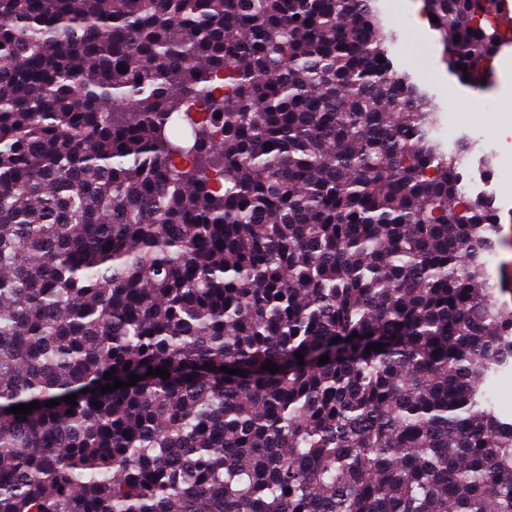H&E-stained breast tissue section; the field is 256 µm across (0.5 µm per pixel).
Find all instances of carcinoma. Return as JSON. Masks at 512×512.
Here are the masks:
<instances>
[{
  "mask_svg": "<svg viewBox=\"0 0 512 512\" xmlns=\"http://www.w3.org/2000/svg\"><path fill=\"white\" fill-rule=\"evenodd\" d=\"M497 3L424 0L472 87ZM386 42L374 0H0V512H512L499 215ZM491 396L497 410L504 416L512 415V372L505 376L494 377L484 386Z\"/></svg>",
  "mask_w": 512,
  "mask_h": 512,
  "instance_id": "obj_1",
  "label": "carcinoma"
}]
</instances>
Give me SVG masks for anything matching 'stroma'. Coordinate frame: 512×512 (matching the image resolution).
I'll return each mask as SVG.
<instances>
[{
	"mask_svg": "<svg viewBox=\"0 0 512 512\" xmlns=\"http://www.w3.org/2000/svg\"><path fill=\"white\" fill-rule=\"evenodd\" d=\"M383 8L390 16L394 64L430 93L445 141L461 138L467 128L481 130L489 139L512 129V46L497 55L491 86L476 90L449 72L441 33L422 19L423 0H385ZM486 100L496 101V109L483 108ZM452 115L461 117L460 126L449 124Z\"/></svg>",
	"mask_w": 512,
	"mask_h": 512,
	"instance_id": "obj_1",
	"label": "stroma"
}]
</instances>
